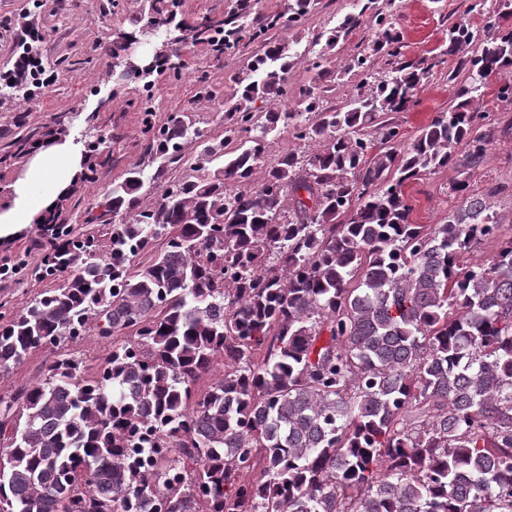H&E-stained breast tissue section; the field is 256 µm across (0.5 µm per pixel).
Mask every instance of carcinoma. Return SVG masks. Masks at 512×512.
<instances>
[{"instance_id":"cac0c4a2","label":"carcinoma","mask_w":512,"mask_h":512,"mask_svg":"<svg viewBox=\"0 0 512 512\" xmlns=\"http://www.w3.org/2000/svg\"><path fill=\"white\" fill-rule=\"evenodd\" d=\"M316 2L268 21L239 0L213 50L245 31L263 52L237 79L224 137L183 112L148 125L153 174L136 164L112 183L85 210L93 229L35 242L54 287L17 312L0 304V377L36 351L53 359L0 396V512H512V225L470 190L507 132L473 104L494 74L512 105V0H474L483 25L451 23L439 54L416 60L375 13L349 64L363 79L336 110L323 93L361 24L348 14L316 37L298 109L257 110L288 96L294 57L269 28ZM148 14L174 18L166 0ZM220 31L209 17L178 29L210 44ZM473 42L448 76L466 73L455 103L401 145L395 115ZM378 54L381 76L367 69ZM285 126L319 148L283 152L253 184ZM448 165L461 205L413 223L405 186ZM173 166L192 175L143 203ZM90 332L110 345L93 374L68 351Z\"/></svg>"}]
</instances>
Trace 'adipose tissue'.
Masks as SVG:
<instances>
[{
	"mask_svg": "<svg viewBox=\"0 0 512 512\" xmlns=\"http://www.w3.org/2000/svg\"><path fill=\"white\" fill-rule=\"evenodd\" d=\"M83 154L72 137H58L34 149L14 181L8 205L0 208V238L53 210L59 196L81 171Z\"/></svg>",
	"mask_w": 512,
	"mask_h": 512,
	"instance_id": "1",
	"label": "adipose tissue"
}]
</instances>
